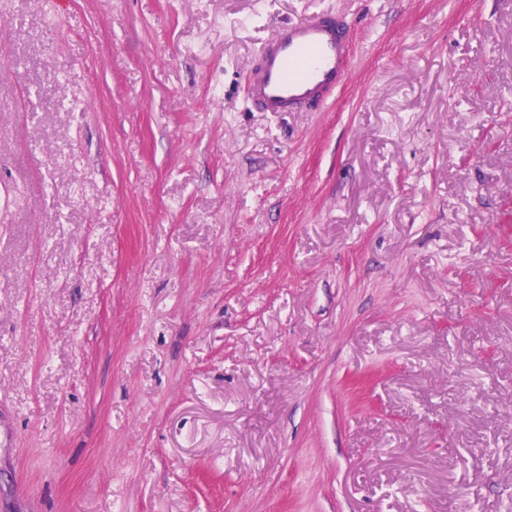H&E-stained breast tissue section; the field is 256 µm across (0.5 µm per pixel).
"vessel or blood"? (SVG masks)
Returning a JSON list of instances; mask_svg holds the SVG:
<instances>
[{
    "label": "vessel or blood",
    "mask_w": 512,
    "mask_h": 512,
    "mask_svg": "<svg viewBox=\"0 0 512 512\" xmlns=\"http://www.w3.org/2000/svg\"><path fill=\"white\" fill-rule=\"evenodd\" d=\"M349 23L331 12L279 25L246 76L248 99L263 112H316L352 67Z\"/></svg>",
    "instance_id": "obj_1"
}]
</instances>
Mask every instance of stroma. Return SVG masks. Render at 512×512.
<instances>
[{"instance_id":"stroma-1","label":"stroma","mask_w":512,"mask_h":512,"mask_svg":"<svg viewBox=\"0 0 512 512\" xmlns=\"http://www.w3.org/2000/svg\"><path fill=\"white\" fill-rule=\"evenodd\" d=\"M508 101L512 0H0V512H512ZM349 23L318 12L279 25L246 76L248 101L261 112H316L352 67Z\"/></svg>"}]
</instances>
